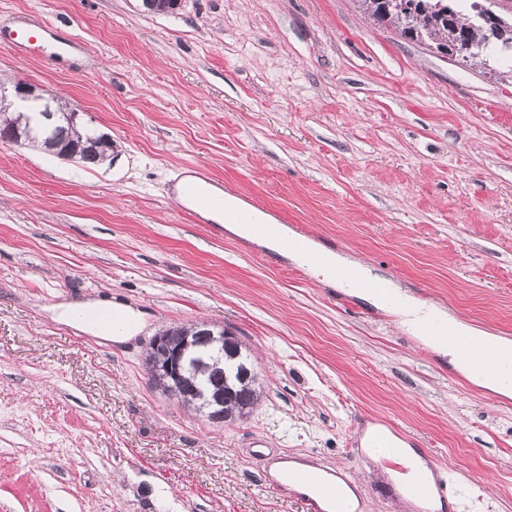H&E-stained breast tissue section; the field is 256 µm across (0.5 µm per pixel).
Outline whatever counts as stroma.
<instances>
[{"label": "stroma", "instance_id": "stroma-1", "mask_svg": "<svg viewBox=\"0 0 512 512\" xmlns=\"http://www.w3.org/2000/svg\"><path fill=\"white\" fill-rule=\"evenodd\" d=\"M79 43L0 81L62 95L112 160L0 140V512H305L274 455L342 470L359 512H416L356 445L376 416L463 489L445 512H512V397L455 372L392 308L168 194L200 163L277 223L305 227L416 299L512 338V78L373 23L357 0H0ZM128 310L127 339L60 318ZM205 320L253 354L264 395L212 425L143 368L161 330ZM262 438L266 447H254Z\"/></svg>", "mask_w": 512, "mask_h": 512}]
</instances>
